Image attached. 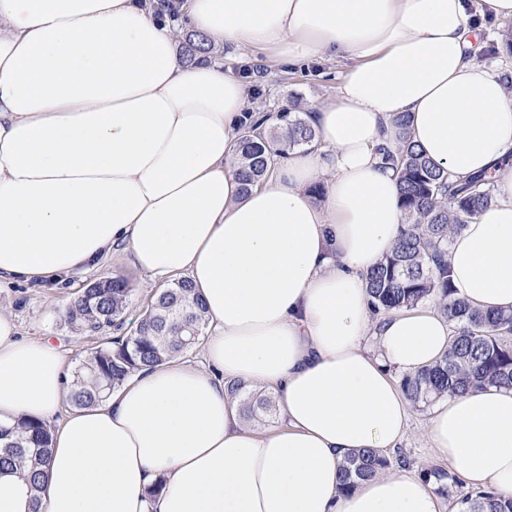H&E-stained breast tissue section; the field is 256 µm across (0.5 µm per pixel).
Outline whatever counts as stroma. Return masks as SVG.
I'll use <instances>...</instances> for the list:
<instances>
[{
  "mask_svg": "<svg viewBox=\"0 0 512 512\" xmlns=\"http://www.w3.org/2000/svg\"><path fill=\"white\" fill-rule=\"evenodd\" d=\"M480 24L487 40V47L479 56L480 62L496 72L504 83H511L512 51L501 53L496 47V37L512 31V21L499 22L484 17ZM343 66L342 60L329 57L273 64L262 54L248 49H228L224 52V68L241 81L248 110L258 109L272 115L293 111L297 106L302 111L310 112L333 99ZM104 270L128 280L131 291L125 326L134 328L157 293V285L125 259L117 258L108 262ZM95 277V272L91 271L85 274H61L39 282L5 280L0 282V308L13 315L21 336L33 339L51 336L61 341L64 353L71 366L75 367L87 353L114 335L110 328L90 335H78L61 318L67 304ZM410 413L407 432L398 448L387 452V459L394 461L398 456H406L410 471L419 475L436 468L447 469V461L432 447L427 436L429 410L414 406Z\"/></svg>",
  "mask_w": 512,
  "mask_h": 512,
  "instance_id": "stroma-1",
  "label": "stroma"
}]
</instances>
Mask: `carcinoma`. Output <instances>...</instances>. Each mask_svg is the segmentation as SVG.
<instances>
[{"label": "carcinoma", "instance_id": "1", "mask_svg": "<svg viewBox=\"0 0 512 512\" xmlns=\"http://www.w3.org/2000/svg\"><path fill=\"white\" fill-rule=\"evenodd\" d=\"M213 47L201 35H189L184 59H208ZM269 115L241 121L236 144L237 175L243 189L259 185L277 159L317 137L298 113L281 112L274 129L265 126ZM399 169V187L409 227L396 247L367 276V291L375 314L414 307L438 299L452 327L448 352L430 367L401 378L404 395L413 405L429 407L448 394L484 386L512 388V312L481 313L451 298L448 282L450 235L477 218L488 200L490 180L482 175L452 181L448 172L403 141L398 153L386 152ZM129 288L121 276L105 274L90 282L64 309V323L79 333H95L120 326L128 306ZM207 316L190 281L178 278L160 289L133 331L117 336L87 355L70 381L69 404L75 408L99 402L146 366L163 362L199 346ZM248 414L267 410L270 397L245 393L236 386ZM51 428L22 420L13 428L0 427V472L20 471L29 492V506L37 512L38 492L47 478ZM389 460L374 450L355 453L341 464V490L350 491L363 479L384 470ZM462 512H512V499L489 492H469L458 501Z\"/></svg>", "mask_w": 512, "mask_h": 512}]
</instances>
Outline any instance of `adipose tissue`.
<instances>
[{
    "label": "adipose tissue",
    "instance_id": "obj_1",
    "mask_svg": "<svg viewBox=\"0 0 512 512\" xmlns=\"http://www.w3.org/2000/svg\"><path fill=\"white\" fill-rule=\"evenodd\" d=\"M469 4L0 0V279L122 249L153 282L187 277L208 313L203 364L168 359L60 421L63 351L0 312V425L52 427L40 512H441L411 472L344 492L340 465L398 445L395 373L450 345L434 303L372 316L366 277L405 227L378 154L393 114L452 179L492 175L448 268L471 308L512 310V93L476 61ZM181 26L276 60L347 58L309 115L315 141L261 185L236 175L242 85L223 62H185ZM231 382L270 392L283 426L247 427ZM428 437L467 486L512 497V389L442 399Z\"/></svg>",
    "mask_w": 512,
    "mask_h": 512
}]
</instances>
